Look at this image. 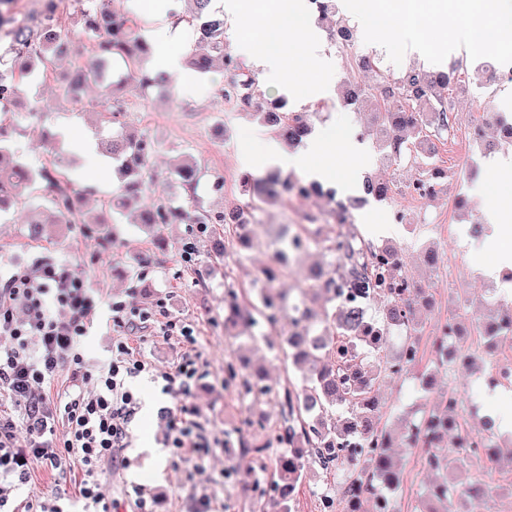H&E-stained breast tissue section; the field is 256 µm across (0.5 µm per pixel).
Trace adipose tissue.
Wrapping results in <instances>:
<instances>
[{
	"instance_id": "adipose-tissue-1",
	"label": "adipose tissue",
	"mask_w": 512,
	"mask_h": 512,
	"mask_svg": "<svg viewBox=\"0 0 512 512\" xmlns=\"http://www.w3.org/2000/svg\"><path fill=\"white\" fill-rule=\"evenodd\" d=\"M347 7L355 17L385 30L389 42L403 43L420 55L427 47V32L439 33L435 62L443 68L461 45H479L485 34L512 26V0H348ZM223 10L233 21L237 52L255 69L285 82L300 97L327 90L323 76L329 70L328 59L308 18L307 0H224ZM148 13L153 21L150 56L156 71L175 75L180 84L191 83V74L173 49L181 32L168 20L164 0H151ZM461 16L466 24L454 37H447L449 25ZM364 160L362 146L349 129L334 137L314 135L294 153L268 142L261 153L247 150L241 155L245 172H254L262 162L303 170L317 181L336 183L346 198L358 194ZM485 220L500 246L491 274L501 279L512 274V211L492 205L485 210Z\"/></svg>"
}]
</instances>
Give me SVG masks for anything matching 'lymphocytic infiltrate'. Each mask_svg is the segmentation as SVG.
Listing matches in <instances>:
<instances>
[{"label":"lymphocytic infiltrate","instance_id":"f902f5d3","mask_svg":"<svg viewBox=\"0 0 512 512\" xmlns=\"http://www.w3.org/2000/svg\"><path fill=\"white\" fill-rule=\"evenodd\" d=\"M112 310L119 333L112 339L111 360L92 377V391L67 392L51 400L41 394L42 385L84 365L79 345L96 315L92 290L66 268L44 263L0 283V335L11 339L10 346L0 348V392L22 413L18 422L0 415V512H5L13 488L27 482L31 466L58 468L68 460L81 470V497L100 512H110L102 466L128 444L137 400L126 383L149 369L146 361L132 356L138 336L180 333L186 350L163 379L167 389L182 392L195 381L197 351L190 327L131 301L113 303ZM33 336L39 340L34 350L29 347Z\"/></svg>","mask_w":512,"mask_h":512}]
</instances>
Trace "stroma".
I'll return each mask as SVG.
<instances>
[{
    "instance_id": "obj_1",
    "label": "stroma",
    "mask_w": 512,
    "mask_h": 512,
    "mask_svg": "<svg viewBox=\"0 0 512 512\" xmlns=\"http://www.w3.org/2000/svg\"><path fill=\"white\" fill-rule=\"evenodd\" d=\"M80 8L79 0H69L66 12L60 14H50L43 5L26 12L29 20L52 17L71 40L72 50L58 58L53 76L41 77L22 89L10 106L8 127L9 145L17 156L34 168L64 173L74 211L61 212L50 200L47 182L41 180L10 209L0 211V274L6 276L38 263L64 264L93 288L99 299L98 320L81 342L88 371H95L109 356L112 303L129 297L143 307L164 308L170 319L192 328L200 354L198 377L189 392L168 394L160 374L180 362L186 348L184 339L155 334L137 344V352L152 362L156 373L130 381L139 406L129 425L128 448L103 466L108 500L116 503L118 512H133L140 500L146 501L149 512H194L203 498L211 500L214 512H274L272 499L251 493L243 481L270 473L279 449L256 455L226 447L224 441L240 434L252 444H263L279 418L278 392L287 386L301 387L300 373L284 361L280 350L292 324L285 319L274 330L258 325L248 332H225L224 289L230 286L252 292L261 270L271 263L282 233L313 236L316 244L290 258L278 286L303 306L322 311L323 299L304 293L308 271L314 265L332 263L330 241L352 227L373 247L387 244L397 248L408 277L425 288L429 298L417 311L421 361L400 374L385 375L377 388L380 425L396 437L390 453L402 471L395 493L397 506L400 512H417L419 490L437 475L425 467L423 450L400 441L408 421L432 409L450 386L464 398L454 416L467 430L488 413L512 405V384L493 387L487 379L492 363H512V338L500 339L488 358L477 331L479 322L512 311V281L484 277L495 254L484 239L469 235L472 224L482 222L488 205L512 198V186L500 183L487 166L493 155L512 154V145L501 141L499 133L500 121L512 123V110L501 104L505 84L485 68L483 50L474 49L457 58L461 68L459 81L450 90V131L431 133L428 157L429 163L445 169L448 176L428 197L411 195L417 175L415 160H387L367 134L372 124L370 110L344 106L337 89L350 79L374 88L412 66L433 69L431 59L387 48L385 35L366 31L355 20H349L354 45L342 50L331 36L335 18H328L316 20L315 25L330 59L329 90L298 99L289 96L286 85L257 76V96L282 97L289 111L310 113L312 130L349 122L368 155L366 175L388 184L387 200L369 201L343 218L333 214L332 204L320 196L288 194L274 203L254 206L252 192L240 184V155L244 147L273 137L274 132L260 122L255 111L226 103L223 90L230 81L229 72L218 69L196 74L187 87L179 86L171 76L164 85L146 92L136 83H125L114 93L123 111L114 115L112 127L154 143L146 198L185 213L177 224L145 226L137 221L139 201H132L123 213H113L111 201L120 186L104 184L98 177L100 167L111 166L110 158L100 152L85 155L59 139L50 144L41 136L42 130L55 132L74 125L95 137L102 127L101 87L88 86L74 99L59 93V83L75 60L87 62L95 56L92 42L82 34ZM363 56L379 60V70L357 69L355 61ZM478 129L483 132L479 139L474 136ZM184 159L197 162L204 172L189 192L174 171ZM248 208L253 211L254 247L240 249L230 238L226 253L215 255L213 239L224 227H195L196 214ZM399 211L404 221L397 223L395 235H374L373 224L396 223ZM32 221L44 229L40 238L28 234ZM187 242L195 246L188 263L182 257ZM450 319L462 327L465 349L482 354V363L474 366L459 361L448 370L434 364L432 337ZM246 363L265 367L270 394L243 396L238 380L225 372L226 367L238 370ZM184 405L196 409L200 432L209 443L196 467L165 445L168 421ZM494 442L495 457L479 455L468 458L467 463L470 470L495 473L496 502L501 512H512V436L499 433ZM306 473L294 493L293 512H315L316 490L326 488L341 496L339 479L311 462ZM81 478L75 465L35 466L28 482L13 491V506L16 512H27L30 504L57 500L65 512H84L85 502L78 494Z\"/></svg>"
}]
</instances>
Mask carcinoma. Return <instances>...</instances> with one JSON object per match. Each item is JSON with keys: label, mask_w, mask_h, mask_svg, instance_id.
I'll return each instance as SVG.
<instances>
[{"label": "carcinoma", "mask_w": 512, "mask_h": 512, "mask_svg": "<svg viewBox=\"0 0 512 512\" xmlns=\"http://www.w3.org/2000/svg\"><path fill=\"white\" fill-rule=\"evenodd\" d=\"M190 19L195 23L200 42L207 46L205 53H193L187 57L188 66L201 73L216 67L234 72V78L224 93L232 97L235 104L244 109H254L266 125L278 128L281 136L290 144L301 142L309 132V113L288 112L286 102L274 99L261 103L255 94L256 78L245 72L237 61L224 53V15L212 10L211 0H189ZM110 0H88L81 11L84 32L98 30L103 17L113 16L112 25L104 36L94 42L96 61L82 69L76 77L61 86L68 96L82 84L93 81L108 91L111 81L105 74L106 66L116 58L125 57L129 62L131 76L141 86L157 84L161 77L141 66L148 56L146 39L140 36L130 21L117 13H109ZM0 34L10 40L9 52L18 67L7 66L0 56V106L15 100L21 85L37 75V65H48L65 50L60 31L48 18L40 21L19 23L8 14H0ZM457 66L447 72L428 73L411 67L391 81L381 84L377 93H368L351 82L343 85L342 98L359 105L375 102L376 140L390 160L401 158L404 152L401 138L391 132L408 129L416 141H425L430 128L449 127L448 112L451 101L446 92L455 80ZM8 137L6 128H0V207L11 203L36 178L43 177L54 193L55 203L67 207L69 202L68 180L52 177L44 170H35L22 161L6 159L2 145ZM105 153L118 159L123 154L131 157L124 170L125 183L120 191L124 202L139 199L145 191L141 174L143 163L153 150V143L134 137L113 138L102 143ZM198 173L197 165L185 162L177 166L176 174L184 185L194 187ZM446 175V171L425 164L419 170L417 181L422 187L433 189ZM259 203L278 199L282 193L298 190L310 191V187L290 178L276 174L258 178L252 175L240 177ZM364 196L352 203L360 207L371 199L383 200L388 196L389 186L385 182L368 178L362 184ZM182 219L178 209H169L163 204L145 206L140 212L141 224H172ZM197 224H230L239 244L249 249L254 237L249 224L239 212L212 215L202 211L195 217ZM302 247V240L290 236L274 257V265L263 270L266 282H274L281 274L280 267L287 260V253ZM336 255L334 270L315 272L311 288L320 291L329 301L337 303L335 312L325 314V322L336 331V337L327 339L324 335H291L285 340L288 357L293 365L304 372L305 385L300 392L290 389L280 399V423L272 433L271 440L255 449L261 453L267 448L279 446L288 453L279 457L275 470L267 482L274 487L275 505L280 512H291L290 502L298 484L305 478L303 458L311 456L325 474H341L345 487L363 489L371 487L382 490L379 496L387 512H397L392 492L401 482V472L388 454L392 446L389 432L377 425L378 400L375 386L382 374L391 371L392 365L384 360L381 348L392 334V328L404 322L405 335L401 337L398 359L404 367L415 365L417 358L404 359L408 348L417 343L414 336L415 315L413 304L416 289L404 271L398 253L386 246L372 248L363 244L357 233L350 231L338 236L329 245ZM259 304L239 299L232 288L224 291V325L232 328L249 329L262 317L271 325L278 322L287 309V298L277 288H262L258 294ZM375 299L384 302L381 317L368 315V305ZM512 333V314L490 319L480 325V334L488 347L498 339ZM265 376L258 370L242 378V389L246 394H264L260 388ZM448 397L429 413L422 416L423 431L403 432L402 439L411 448L424 443L432 446L439 442L448 429L456 427L454 419L448 416ZM345 406L351 417L341 427L328 423L332 409ZM364 440L346 462L336 452L345 447L344 440ZM430 467L442 472L440 480L425 492L423 512H452L454 501L470 494L485 493L489 484L483 475H472L467 471H456L448 475L450 461L448 451L437 448L427 459Z\"/></svg>", "instance_id": "carcinoma-1"}]
</instances>
